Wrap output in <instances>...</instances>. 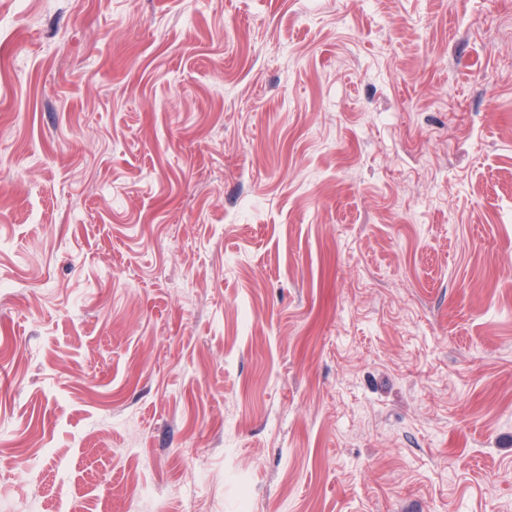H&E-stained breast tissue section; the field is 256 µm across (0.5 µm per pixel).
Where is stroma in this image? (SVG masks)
Returning <instances> with one entry per match:
<instances>
[{
    "label": "stroma",
    "mask_w": 512,
    "mask_h": 512,
    "mask_svg": "<svg viewBox=\"0 0 512 512\" xmlns=\"http://www.w3.org/2000/svg\"><path fill=\"white\" fill-rule=\"evenodd\" d=\"M512 512V0H0V512Z\"/></svg>",
    "instance_id": "35a3bbf8"
}]
</instances>
